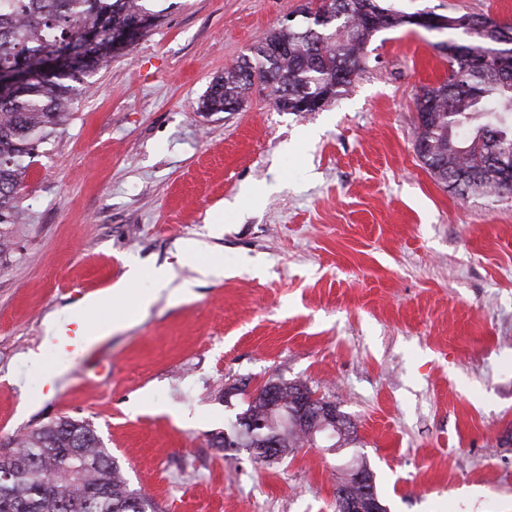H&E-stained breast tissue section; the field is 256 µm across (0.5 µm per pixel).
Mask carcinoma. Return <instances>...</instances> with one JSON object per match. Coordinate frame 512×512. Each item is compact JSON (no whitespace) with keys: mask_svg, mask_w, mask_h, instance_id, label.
Segmentation results:
<instances>
[{"mask_svg":"<svg viewBox=\"0 0 512 512\" xmlns=\"http://www.w3.org/2000/svg\"><path fill=\"white\" fill-rule=\"evenodd\" d=\"M153 0H0V254L11 247L4 227L22 220L21 190L38 145L70 117L71 106L92 86V78L121 49L112 47L110 30L139 17L160 13ZM363 14L356 0L315 5L334 20L320 26L303 21L266 34L254 54L212 79L198 111L237 112L258 76L281 112H313L351 90L365 68L366 40L406 23L403 14L368 0ZM468 24L453 29L458 41L448 51V78L422 87L415 110L426 114L417 124L415 152L430 174L465 196L512 194V183L493 162L499 150H512V57L496 61L492 51L512 54V28L497 26L487 14L466 13ZM74 38L87 41L86 58L56 72L35 69L37 59ZM288 46L283 55L264 48ZM21 81L18 89L11 83ZM269 383L249 395L245 408L219 448L255 444L251 421L264 422L261 436L282 441L284 458L309 441L308 427L285 424L284 409L306 383L275 379L279 409L269 407ZM0 512H157L151 496L132 489L110 449L86 420L60 417L0 444Z\"/></svg>","mask_w":512,"mask_h":512,"instance_id":"1","label":"carcinoma"}]
</instances>
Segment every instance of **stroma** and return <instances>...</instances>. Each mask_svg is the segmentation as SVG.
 Wrapping results in <instances>:
<instances>
[{
    "label": "stroma",
    "instance_id": "stroma-1",
    "mask_svg": "<svg viewBox=\"0 0 512 512\" xmlns=\"http://www.w3.org/2000/svg\"><path fill=\"white\" fill-rule=\"evenodd\" d=\"M387 2L512 21V0ZM299 4L156 0L161 20L40 147L0 255V439L69 416L160 512H334L342 455L268 466L212 444L279 376L351 419L347 452L388 512H512V198L459 196L414 149V98L446 78L449 33H376L352 93L318 112L258 92L198 109ZM214 260L222 278L196 272ZM133 262L173 266L192 296L56 354L44 317L80 322L85 283Z\"/></svg>",
    "mask_w": 512,
    "mask_h": 512
}]
</instances>
